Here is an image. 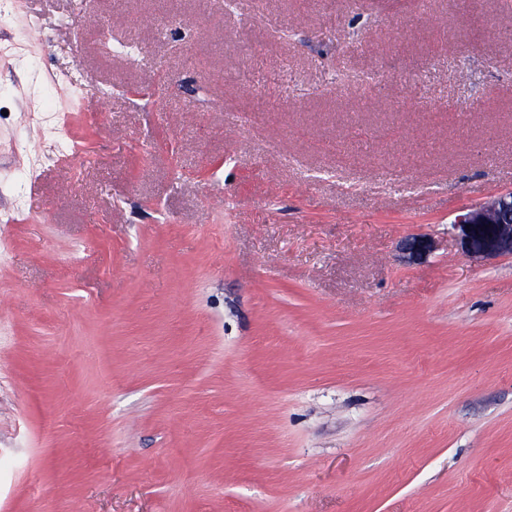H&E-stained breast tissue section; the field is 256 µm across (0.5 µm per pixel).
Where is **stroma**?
I'll return each mask as SVG.
<instances>
[{"label": "stroma", "mask_w": 512, "mask_h": 512, "mask_svg": "<svg viewBox=\"0 0 512 512\" xmlns=\"http://www.w3.org/2000/svg\"><path fill=\"white\" fill-rule=\"evenodd\" d=\"M508 28L512 0H21L0 512H512V253L455 223L512 191Z\"/></svg>", "instance_id": "1"}]
</instances>
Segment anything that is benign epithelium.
<instances>
[{
	"label": "benign epithelium",
	"instance_id": "7a95c632",
	"mask_svg": "<svg viewBox=\"0 0 512 512\" xmlns=\"http://www.w3.org/2000/svg\"><path fill=\"white\" fill-rule=\"evenodd\" d=\"M455 223L469 226L473 245L477 248L512 243V191L458 216Z\"/></svg>",
	"mask_w": 512,
	"mask_h": 512
}]
</instances>
